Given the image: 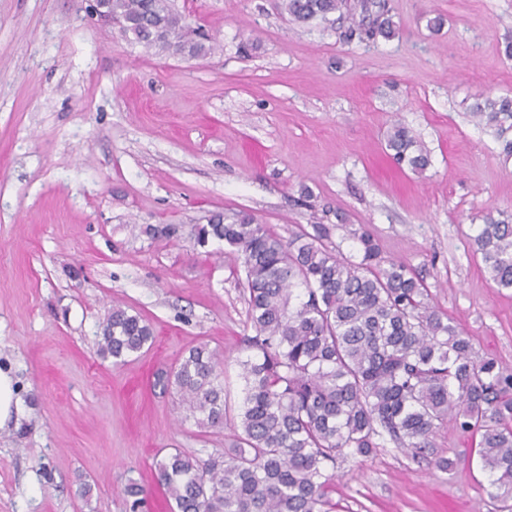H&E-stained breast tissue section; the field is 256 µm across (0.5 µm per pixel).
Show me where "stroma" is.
Returning a JSON list of instances; mask_svg holds the SVG:
<instances>
[{"instance_id": "stroma-1", "label": "stroma", "mask_w": 512, "mask_h": 512, "mask_svg": "<svg viewBox=\"0 0 512 512\" xmlns=\"http://www.w3.org/2000/svg\"><path fill=\"white\" fill-rule=\"evenodd\" d=\"M388 3L397 34L359 41L343 19L295 24L281 0H177L215 42L183 59L81 0H0V369L23 409L0 427V512H169L157 459L232 448L251 330L239 257L191 240L214 212L284 238L330 224L351 257L362 226L476 355L512 371V289L493 288L470 245L487 209L512 212V158L470 114L512 96V0ZM397 121L430 154L423 174L385 148ZM163 224L177 236L146 234ZM116 301L154 334L117 365L97 354ZM202 343L224 357L232 414L217 430L164 381ZM432 443L449 468L390 443L339 459L335 512H492L476 441L448 423Z\"/></svg>"}]
</instances>
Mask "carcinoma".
Instances as JSON below:
<instances>
[{
    "label": "carcinoma",
    "instance_id": "cac0c4a2",
    "mask_svg": "<svg viewBox=\"0 0 512 512\" xmlns=\"http://www.w3.org/2000/svg\"><path fill=\"white\" fill-rule=\"evenodd\" d=\"M106 22L135 42L194 59L210 36L193 27L175 0H102ZM300 24L349 21L346 36L373 40L397 31L386 0H283ZM477 121L505 140L512 156V97L471 106ZM386 149L400 167L430 165L407 126L392 125ZM331 224H312L288 239L246 213H213L193 229L201 248L224 243L241 259L251 354L239 362L244 382L237 446L229 455L180 451L156 462V482L171 512H326L328 467L350 450L367 456L389 441L414 459L434 456L432 437L452 421L480 437L481 465L499 503L512 512V372L474 356L470 340L443 320L428 290L402 261L382 256L360 228L355 262L326 241ZM472 245L489 280L512 288V213L490 210L474 225ZM151 326L120 303L100 325L98 352L118 364L141 351ZM223 356L192 348L172 373L181 404L206 428H222Z\"/></svg>",
    "mask_w": 512,
    "mask_h": 512
}]
</instances>
